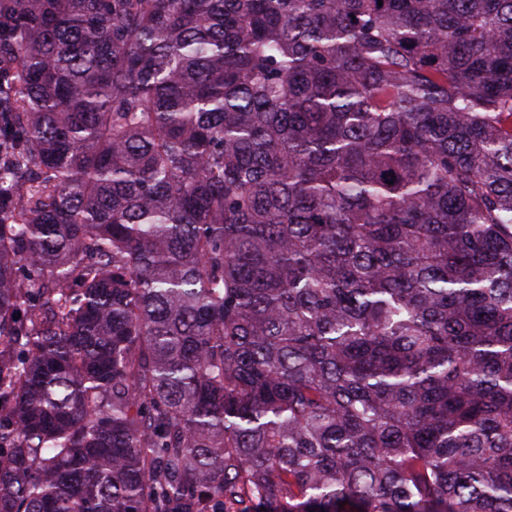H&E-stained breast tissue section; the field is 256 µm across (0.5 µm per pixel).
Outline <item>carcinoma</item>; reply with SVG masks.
<instances>
[{
  "instance_id": "obj_1",
  "label": "carcinoma",
  "mask_w": 512,
  "mask_h": 512,
  "mask_svg": "<svg viewBox=\"0 0 512 512\" xmlns=\"http://www.w3.org/2000/svg\"><path fill=\"white\" fill-rule=\"evenodd\" d=\"M0 512H512V0H0Z\"/></svg>"
}]
</instances>
